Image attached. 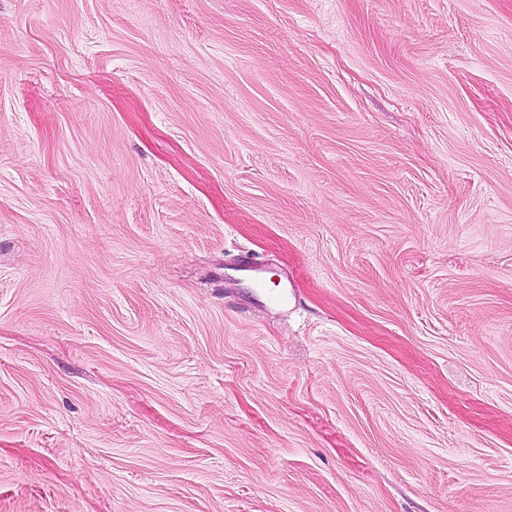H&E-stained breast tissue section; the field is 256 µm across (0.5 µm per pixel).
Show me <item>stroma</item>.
<instances>
[{"label": "stroma", "mask_w": 512, "mask_h": 512, "mask_svg": "<svg viewBox=\"0 0 512 512\" xmlns=\"http://www.w3.org/2000/svg\"><path fill=\"white\" fill-rule=\"evenodd\" d=\"M0 512H512V0H0Z\"/></svg>", "instance_id": "stroma-1"}]
</instances>
